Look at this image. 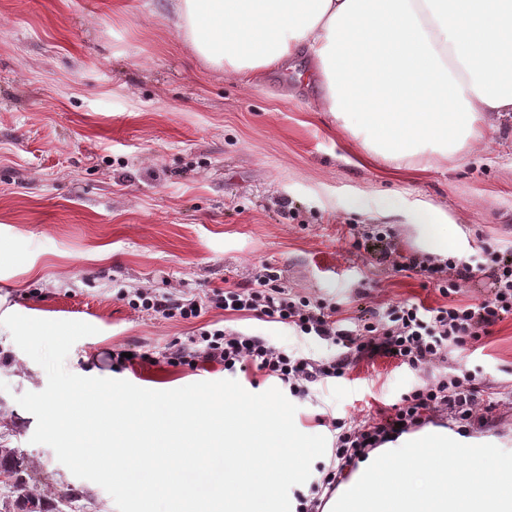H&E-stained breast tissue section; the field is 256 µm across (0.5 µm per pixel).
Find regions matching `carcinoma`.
<instances>
[{
    "mask_svg": "<svg viewBox=\"0 0 512 512\" xmlns=\"http://www.w3.org/2000/svg\"><path fill=\"white\" fill-rule=\"evenodd\" d=\"M48 479L50 475L41 476L32 473L27 465L24 453L19 448L0 445V483L9 484L17 491L12 499L0 500V512H63L60 505L66 503L70 512H84L77 502L85 499L83 491L70 485L61 488L57 500L47 503L43 499L27 492L29 482L38 478Z\"/></svg>",
    "mask_w": 512,
    "mask_h": 512,
    "instance_id": "1",
    "label": "carcinoma"
}]
</instances>
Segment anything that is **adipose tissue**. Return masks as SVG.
Masks as SVG:
<instances>
[{
	"mask_svg": "<svg viewBox=\"0 0 512 512\" xmlns=\"http://www.w3.org/2000/svg\"><path fill=\"white\" fill-rule=\"evenodd\" d=\"M193 52L251 86L307 53L316 109L397 161L485 142L512 118V0H169Z\"/></svg>",
	"mask_w": 512,
	"mask_h": 512,
	"instance_id": "ef3b65f1",
	"label": "adipose tissue"
}]
</instances>
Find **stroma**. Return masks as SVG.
Returning <instances> with one entry per match:
<instances>
[{
  "label": "stroma",
  "instance_id": "1",
  "mask_svg": "<svg viewBox=\"0 0 512 512\" xmlns=\"http://www.w3.org/2000/svg\"><path fill=\"white\" fill-rule=\"evenodd\" d=\"M167 0H0V318L16 313L82 321L66 369L172 390L224 379L222 366L167 364L163 353L214 324L297 345L287 326L207 310L164 321L132 309L118 289L184 284L196 293L244 287L261 264L281 286L336 304L342 318L411 300L442 304L420 277L355 249L351 225L381 230L416 251L423 224L452 230L450 256L512 247V122L489 146L426 153L388 165L312 103L311 63L297 57L242 89L198 59L168 23ZM396 201L399 215L379 210ZM301 345V344H298ZM134 347L150 362L113 369L105 352ZM306 356L333 355L326 342ZM449 366L512 390V317ZM413 372L383 356L313 386L296 427L323 434V405L343 417L400 400ZM47 385L45 370L0 326V435L58 483L117 512L111 496L75 477L54 450L32 443L35 417L16 396Z\"/></svg>",
  "mask_w": 512,
  "mask_h": 512
}]
</instances>
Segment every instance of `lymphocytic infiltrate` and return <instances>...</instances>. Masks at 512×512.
<instances>
[{"label":"lymphocytic infiltrate","mask_w":512,"mask_h":512,"mask_svg":"<svg viewBox=\"0 0 512 512\" xmlns=\"http://www.w3.org/2000/svg\"><path fill=\"white\" fill-rule=\"evenodd\" d=\"M373 252L395 271H411L438 289L446 304L436 307L406 301L388 306L359 322L334 319L324 298L299 295L279 286V275L263 265L247 288H214L203 294L183 288L141 286L120 291L121 299L136 310L161 320L199 318L215 308L229 314L251 315L292 328L298 337H312L335 346L333 356L316 360L297 348L278 347L261 336L231 328H214L176 342L164 354L169 364L191 368L218 363L229 373L253 372L278 380L289 394L307 397L314 384L344 377L355 357L383 355L415 372V387L380 417L339 418L332 411L318 415L332 446L320 464L308 493H297L294 512H323L327 500L369 453L423 426L446 421L458 434L468 435L489 424L482 395L489 386L475 373L459 367L445 371L451 350H469L489 336L504 316H512V251L482 249L465 261L439 255L402 253L388 234L374 232ZM489 279L475 302L455 303L467 285Z\"/></svg>","instance_id":"lymphocytic-infiltrate-1"}]
</instances>
